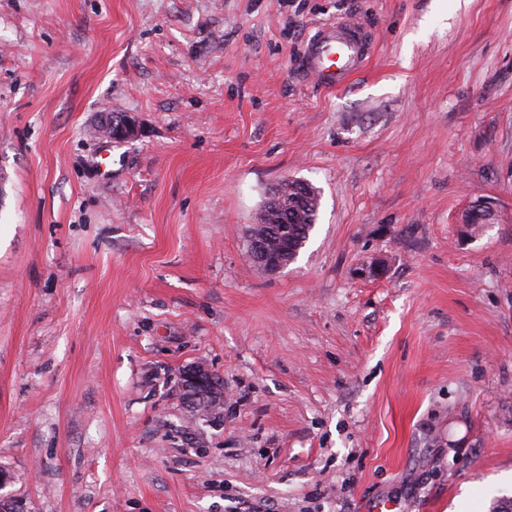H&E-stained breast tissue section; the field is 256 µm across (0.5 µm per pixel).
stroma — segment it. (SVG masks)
Segmentation results:
<instances>
[{"instance_id": "stroma-1", "label": "stroma", "mask_w": 512, "mask_h": 512, "mask_svg": "<svg viewBox=\"0 0 512 512\" xmlns=\"http://www.w3.org/2000/svg\"><path fill=\"white\" fill-rule=\"evenodd\" d=\"M336 22L372 50L326 89ZM286 177L319 218L267 274ZM0 471L24 512H505L512 0H0ZM366 32L350 23L322 29L305 48L303 68L324 88H340L356 74L368 55ZM294 180L286 177L275 186L277 191L275 202L278 203V197L284 198L288 196V201L285 200L284 203L285 206H288V209L297 211L296 222L293 224L289 223L290 226L288 227V214L273 207L268 216L270 218L269 223L264 222V214L258 216V219L265 223V233L259 234L256 231V224H252L249 231V257L253 265L264 273H276L288 265L287 250L282 249L274 253L268 251V234L281 236L284 233H288L289 246L294 247L289 260L292 262L298 256L299 251L305 246L318 220L320 205L318 192L311 184L304 180H298L297 185L301 190L300 192L293 190L288 192L289 189L295 187L296 183ZM276 214H280V216H276ZM268 226L271 229H267Z\"/></svg>"}]
</instances>
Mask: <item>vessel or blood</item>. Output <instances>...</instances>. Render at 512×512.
Segmentation results:
<instances>
[{"label": "vessel or blood", "instance_id": "vessel-or-blood-1", "mask_svg": "<svg viewBox=\"0 0 512 512\" xmlns=\"http://www.w3.org/2000/svg\"><path fill=\"white\" fill-rule=\"evenodd\" d=\"M367 34L357 25L339 23L321 30L305 48L304 69L325 88L348 83L363 64L368 50Z\"/></svg>", "mask_w": 512, "mask_h": 512}]
</instances>
